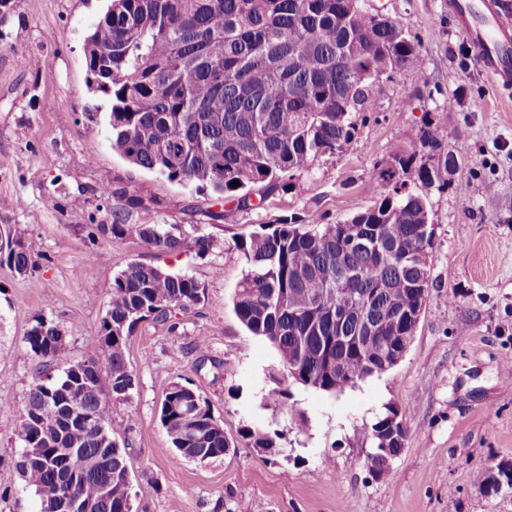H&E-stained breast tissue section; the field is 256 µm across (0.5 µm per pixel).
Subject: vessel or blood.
I'll return each instance as SVG.
<instances>
[{"mask_svg": "<svg viewBox=\"0 0 512 512\" xmlns=\"http://www.w3.org/2000/svg\"><path fill=\"white\" fill-rule=\"evenodd\" d=\"M466 32L477 68L501 94H512V0H448Z\"/></svg>", "mask_w": 512, "mask_h": 512, "instance_id": "obj_1", "label": "vessel or blood"}]
</instances>
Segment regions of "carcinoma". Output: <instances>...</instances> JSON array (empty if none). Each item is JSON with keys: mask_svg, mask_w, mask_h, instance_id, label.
<instances>
[{"mask_svg": "<svg viewBox=\"0 0 512 512\" xmlns=\"http://www.w3.org/2000/svg\"><path fill=\"white\" fill-rule=\"evenodd\" d=\"M95 48L112 47L103 81L89 88L110 98L112 148L129 163L171 181L194 183L236 209L301 186L295 176L319 158L344 152L358 117L371 106L373 83L403 71L422 70L418 44L395 19L365 7L364 0H111L105 16L86 37ZM441 127L419 136L427 155L395 149L389 178L399 186L340 224H262L236 243L247 270L233 298L239 321L275 349L284 379L326 392L341 381L336 365L355 382L387 371L386 353L410 333L412 315L430 290L429 261L434 228L427 198L404 191L405 177L425 187L448 185L453 151L441 148ZM239 186H234V182ZM128 205L154 202L142 185ZM113 237L136 235L162 253L209 252L213 240L189 235L176 224H125L119 211L99 225ZM14 247L0 252V265L20 276L33 274L40 257L24 229L9 225ZM358 296L346 315L343 335H367L360 348L336 340V289ZM205 285L141 262L130 263L112 282L98 353L80 363L82 405L107 427L112 441L69 425L58 392L72 382L67 370L50 373L49 362L65 349V336L39 320L25 337L43 370L31 384L15 431L14 467L40 497V512H54L45 490L63 497L70 487L62 473L78 471L80 492L97 512H122L126 495V450L112 425L111 404L129 401L135 388L126 361L129 337L139 322L170 320L204 297ZM387 407L370 427L372 441L387 440L398 455L407 431L391 436ZM160 420L172 460H210L232 447L202 398L179 383L167 391ZM253 448H281L282 435L248 428ZM112 485V499L100 495ZM485 495L512 491L499 471L479 474Z\"/></svg>", "mask_w": 512, "mask_h": 512, "instance_id": "cac0c4a2", "label": "carcinoma"}]
</instances>
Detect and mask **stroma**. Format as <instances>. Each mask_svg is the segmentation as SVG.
I'll return each instance as SVG.
<instances>
[{
    "label": "stroma",
    "instance_id": "1",
    "mask_svg": "<svg viewBox=\"0 0 512 512\" xmlns=\"http://www.w3.org/2000/svg\"><path fill=\"white\" fill-rule=\"evenodd\" d=\"M105 0H26L0 25V225L18 224L42 258L33 275L0 266V512H40L9 458L39 364L25 337L43 320L66 336L54 373L94 357L112 281L134 261L188 274L204 299L170 322H141L126 348L135 376L129 402L112 405L127 442L133 485H151L133 512H512V492L483 494L478 472L512 462V99L473 65L448 0H365L399 21L423 59L420 75L396 73L372 89L346 152L298 177L302 192H277L239 211L131 165L113 150L105 112L86 87L83 42ZM46 63L36 70L34 59ZM441 127L460 166L446 189L422 188L434 225L430 296L409 350L385 373L330 394L298 384L279 395L278 357L238 320L232 298L247 263L235 246L261 224L316 214L336 224L371 206L394 149H418L425 126ZM149 184L154 203L125 205L117 189ZM80 205H73V198ZM122 210L128 224L198 227L214 244L156 254L136 236L103 234ZM224 220H214V213ZM204 342L211 362L195 364ZM193 389L232 442L203 463L171 460L160 421L173 383ZM404 412L405 446L373 479L368 430L387 407ZM304 431H296L299 419ZM279 432L283 451L257 452L247 428Z\"/></svg>",
    "mask_w": 512,
    "mask_h": 512
}]
</instances>
